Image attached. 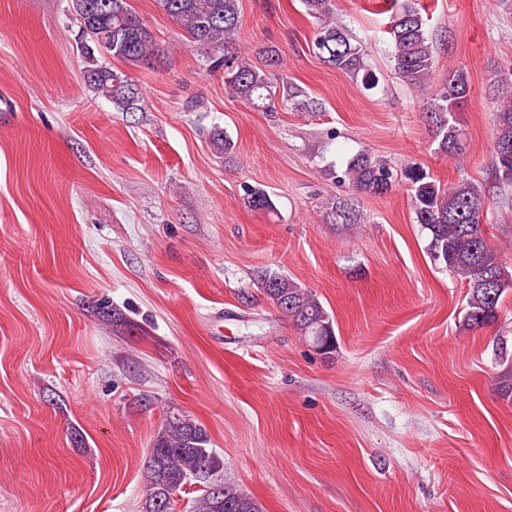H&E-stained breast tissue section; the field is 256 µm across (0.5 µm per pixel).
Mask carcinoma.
Listing matches in <instances>:
<instances>
[{"instance_id": "carcinoma-1", "label": "carcinoma", "mask_w": 512, "mask_h": 512, "mask_svg": "<svg viewBox=\"0 0 512 512\" xmlns=\"http://www.w3.org/2000/svg\"><path fill=\"white\" fill-rule=\"evenodd\" d=\"M332 2L301 0L305 13L321 21L312 50L324 65L353 77L362 76L363 87L372 90L378 80L368 69L365 50L348 27L333 20ZM157 3L178 27L181 43L203 50L210 70L224 71V88L232 98L259 112H276L282 107L301 112L321 109L304 88L277 73L282 68L279 47H267L260 65L237 49L242 26L239 0ZM69 9L83 36L85 82L117 112L144 111L138 85L126 72L99 63L97 55L135 67L148 66L166 55V48L129 0H70ZM391 9L387 33L394 71L426 97L425 116L437 152L458 158L466 151V133L454 113L470 94L468 75L462 69L450 71L441 87L434 89L438 36L413 0H392ZM497 100L500 104L493 117L492 171L496 183L511 186L512 92L508 85H499ZM209 139L219 154L228 156L234 150L232 140L217 126L211 129ZM343 176L358 194H386L400 182L407 184L416 221L427 231L433 260L467 288L464 325L473 330L497 321L504 299L512 295V266L488 242L483 221L489 193L483 183L465 180L444 186L417 165L398 170L366 151L347 161ZM244 200L253 210L275 209L268 191L259 186L246 187ZM326 220L330 224L364 223L354 204L334 200L326 205ZM256 283L300 336L311 341L321 354H333V318L315 293L271 269L260 272ZM214 469L223 470L224 460L210 448L206 428L183 414L167 416L145 462L152 495L143 512H175V495L192 484L200 485V494L191 500V512H263L257 500L234 484L222 482L219 493H213L209 484Z\"/></svg>"}]
</instances>
